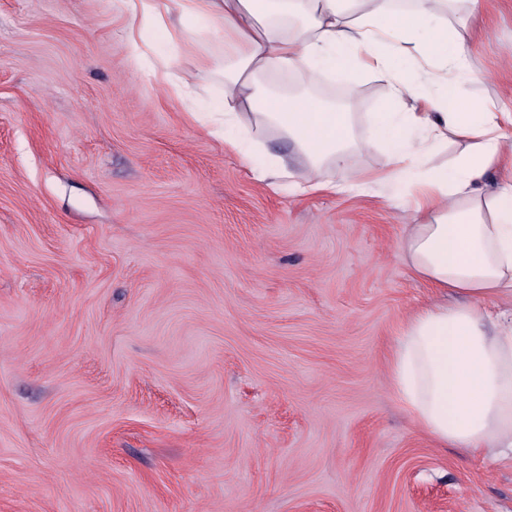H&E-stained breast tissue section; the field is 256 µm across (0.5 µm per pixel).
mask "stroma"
Here are the masks:
<instances>
[{"mask_svg":"<svg viewBox=\"0 0 512 512\" xmlns=\"http://www.w3.org/2000/svg\"><path fill=\"white\" fill-rule=\"evenodd\" d=\"M478 8L468 96L512 113V0ZM109 0H0V512H512V463L440 448L386 380L434 293L400 249L410 186L276 192L157 81L225 48ZM353 88L357 134L389 109Z\"/></svg>","mask_w":512,"mask_h":512,"instance_id":"1","label":"stroma"}]
</instances>
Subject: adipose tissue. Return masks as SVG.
I'll return each instance as SVG.
<instances>
[{
	"mask_svg": "<svg viewBox=\"0 0 512 512\" xmlns=\"http://www.w3.org/2000/svg\"><path fill=\"white\" fill-rule=\"evenodd\" d=\"M445 0H110L125 17V39L138 50L143 28L165 42L183 38L181 22H201L213 40L231 45L224 69V113L210 135L242 124L231 147L249 155L261 135L293 142L302 174L284 162L257 177L274 190L297 194L337 188L365 143L352 113L305 95L263 93L262 78L284 70L313 75L350 70L384 81L392 102L376 125L386 163L355 175L351 189L409 183L400 200L412 211L402 251L413 275L436 291H453L458 305L434 299L401 327L388 362V385L410 422L441 447L481 459L512 460V182L486 187V176L512 141L502 112L464 94L473 77L467 48L473 31L443 13ZM465 143L452 165L433 169V149L449 137Z\"/></svg>",
	"mask_w": 512,
	"mask_h": 512,
	"instance_id": "adipose-tissue-1",
	"label": "adipose tissue"
}]
</instances>
